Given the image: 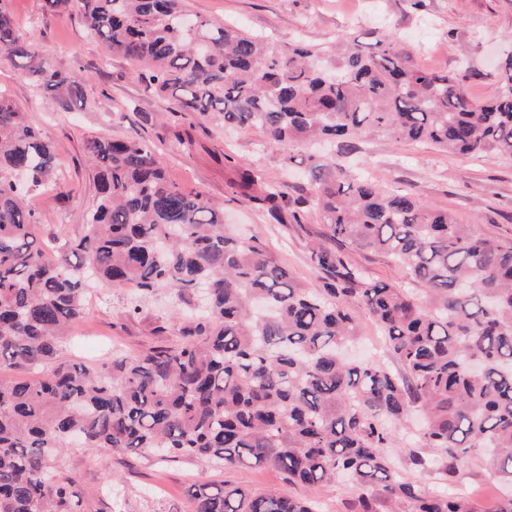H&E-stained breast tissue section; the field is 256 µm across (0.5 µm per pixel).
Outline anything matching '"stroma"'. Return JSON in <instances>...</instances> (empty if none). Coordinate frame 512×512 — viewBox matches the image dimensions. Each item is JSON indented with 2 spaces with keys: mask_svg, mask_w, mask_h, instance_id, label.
<instances>
[{
  "mask_svg": "<svg viewBox=\"0 0 512 512\" xmlns=\"http://www.w3.org/2000/svg\"><path fill=\"white\" fill-rule=\"evenodd\" d=\"M189 7L202 17L239 23L283 45L301 38L326 49L343 32L369 44L373 32L390 29L400 35L415 66L457 75L477 100L497 95L500 64L512 52V0H425L420 11L408 0H189ZM9 8L21 33L34 35L43 58L85 77L82 100L68 111L54 110L48 106L52 92L33 87L19 63L0 57V94L41 130L62 163V190L32 200L40 215L37 237L50 243L85 235L84 215L96 202L86 153L89 140L145 139L159 147L169 177L181 189L203 192L223 204L224 219L234 233L265 237L306 288H320L319 276L306 260L308 242L326 231L319 213L310 212L301 227L273 223L253 203L231 194L232 171L224 157L257 165L269 182L288 183L292 193L306 195L312 188L309 170L326 160L321 151L286 147L254 129L225 133L191 115L155 122L153 114L169 113L173 100L137 82L136 63L87 36L77 13L50 11L45 0H10ZM356 145L351 163L385 190L413 191L431 206L454 213L460 223L512 241V162L491 154L465 159L429 144L377 135L362 136ZM134 294L131 286L91 289L87 314L73 329L63 359L101 363L113 350L136 352L158 343L155 329L172 326L174 305L162 292L131 317L125 308ZM62 463L85 494L86 512H190L186 489L197 480L225 479L297 497L310 494L304 487L282 484L279 473L268 467L227 473L189 461L160 463L147 455L83 447L66 450ZM408 476L431 491L459 493L487 508L502 496L477 466L462 467L449 479L414 470Z\"/></svg>",
  "mask_w": 512,
  "mask_h": 512,
  "instance_id": "stroma-1",
  "label": "stroma"
}]
</instances>
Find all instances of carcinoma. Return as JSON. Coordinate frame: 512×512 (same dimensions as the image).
Masks as SVG:
<instances>
[{"label":"carcinoma","mask_w":512,"mask_h":512,"mask_svg":"<svg viewBox=\"0 0 512 512\" xmlns=\"http://www.w3.org/2000/svg\"><path fill=\"white\" fill-rule=\"evenodd\" d=\"M46 2L77 8L88 35L143 64L138 82L226 131L258 129L285 146L327 141L341 154L369 133L512 160V56L499 95L482 102L456 76L413 65L393 32L377 33L371 50L343 34L332 53L279 46L202 18L185 0ZM0 51L23 60L60 108L81 96L79 74L42 58L8 0ZM88 155L97 199L87 234L57 250L34 235L30 198L60 186L58 155L0 97V371L37 372L0 381V512H85L61 464L74 444L226 471L266 464L311 489L343 480L351 512H512V495L488 511L427 491L389 452L415 408L423 427L407 466L450 478L477 464L512 488V243L328 164L309 195L294 196L231 162L235 193L275 223L321 215L327 232L307 246L322 278L312 292L267 240L230 235L224 208L182 192L152 144L100 137ZM350 250L391 258L420 290L370 278ZM89 279L134 284L130 314L161 291L190 308L201 284L205 308L163 345L100 364L62 361ZM355 307L380 328L397 368L345 356L360 337ZM189 496L192 512H316L310 498L227 482L198 481Z\"/></svg>","instance_id":"carcinoma-1"}]
</instances>
